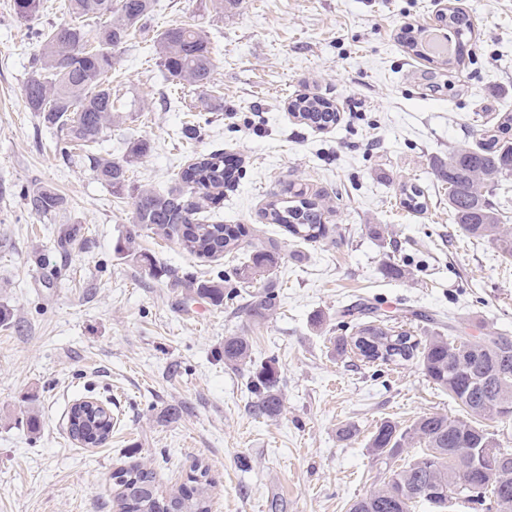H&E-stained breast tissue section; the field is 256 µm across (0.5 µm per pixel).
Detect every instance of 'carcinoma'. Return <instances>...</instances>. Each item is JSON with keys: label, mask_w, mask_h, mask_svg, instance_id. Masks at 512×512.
Instances as JSON below:
<instances>
[{"label": "carcinoma", "mask_w": 512, "mask_h": 512, "mask_svg": "<svg viewBox=\"0 0 512 512\" xmlns=\"http://www.w3.org/2000/svg\"><path fill=\"white\" fill-rule=\"evenodd\" d=\"M157 0H60L59 8L71 18L64 25L52 26L39 35L40 50L32 60V72L25 85V98L56 138V150L67 161L73 149L84 151L83 160L96 178L112 193L132 196L133 228L128 230L118 251L137 263L151 277L162 273L155 259L142 252L138 239L147 231L164 240L176 241L199 258H217L247 250L246 261L234 269L237 282L255 284L249 293L250 315L257 322L270 318L276 309L274 283L270 275L280 260L276 242L255 236L243 241L237 227L207 224L200 219L209 204L224 196V186L232 183L224 155L211 153L180 169L174 185L160 191L130 182L129 168L151 151L147 139L131 143L125 158L117 160L106 148L108 131L119 120L112 93V67L123 46L140 39L152 53L161 72L171 84L196 92L194 108H209V88L213 81L215 50L208 32L198 24H180L163 31L148 26ZM44 9V0H14L18 18L30 21ZM440 26L458 39L461 51L439 64L461 63L471 50L472 25L468 14L448 9L439 17ZM288 111L306 125L323 128L336 123V107L316 94L299 95L288 103ZM434 175L448 185V212L464 234L492 243L504 257H512V225L507 223L506 204L496 200L497 191L512 175V112L499 114L496 127L473 146L448 153L435 163ZM289 198L270 202L262 211L268 224H279L294 238L317 242L325 238L334 210L330 203L308 196L301 186L287 190ZM26 208L53 219L66 211L65 198L48 186L22 192ZM403 207L416 213L428 210L425 191L417 186L402 189ZM224 276L197 281L172 277V285L188 296L224 305ZM357 314L359 324L350 338L341 339V349L351 350L368 363L403 364L418 360L425 376L448 391L456 404L473 417L471 421L451 419L439 413L418 417L401 430L385 421L369 441L376 459L384 464L401 449L413 444L425 451L412 462L392 471L389 480L355 501L350 512H412L422 489L436 494L432 512H448V494L455 491L462 474L465 448L496 449V458L469 471L474 502L484 505L498 501V512H512V452L498 447L494 434L476 419L512 424V337L492 332L477 341L451 339L433 332L422 340L405 330L396 331L369 306L348 310ZM250 358L244 336L224 338V363L238 367ZM253 412L274 418L281 414L280 375L272 364H265L249 381ZM70 437L84 446H102L112 435V414L95 404L72 406L69 414ZM117 487L119 512H211L212 482L208 469L196 474L179 488L162 492L156 486L153 470L142 466L112 472Z\"/></svg>", "instance_id": "carcinoma-1"}]
</instances>
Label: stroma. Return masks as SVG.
<instances>
[{
	"instance_id": "35a3bbf8",
	"label": "stroma",
	"mask_w": 512,
	"mask_h": 512,
	"mask_svg": "<svg viewBox=\"0 0 512 512\" xmlns=\"http://www.w3.org/2000/svg\"><path fill=\"white\" fill-rule=\"evenodd\" d=\"M0 0V512H115L112 471L147 465L164 489L204 465L211 512H349L419 448L390 464L368 443L380 423L407 429L426 413L462 412L415 362L376 367L336 341L352 335L347 308L365 302L413 336L451 332L512 336V258L459 232L433 165L475 144L497 113L512 112V0H244L218 16L205 0H160L157 30L203 25L216 42L219 111L198 141L178 132L195 93L171 86L133 43L112 70L123 114L109 135L114 158L147 138L134 184L164 189L179 166L213 152L233 155L236 180L210 205L207 222L238 225L278 243L276 312L254 324L241 296L223 306L186 298L169 278L146 275L117 251L131 227L132 199L97 181L82 159L55 152L24 97L35 34L67 23L48 10L18 20ZM475 24L469 57L442 68L401 41L404 24L436 25L448 6ZM329 99L335 125L309 127L288 112L296 95ZM330 199L326 237L305 243L264 223L289 184ZM425 188L428 209L400 203L403 186ZM49 185L79 227L67 252L52 219L31 214L21 187ZM142 251L179 275H231L238 255L201 259L171 241L140 237ZM244 335L250 363L224 362V339ZM274 362L283 411L251 414L252 373ZM99 399L112 436L85 447L67 431L73 403ZM38 409L39 431L26 424ZM352 438L339 434L343 425Z\"/></svg>"
}]
</instances>
